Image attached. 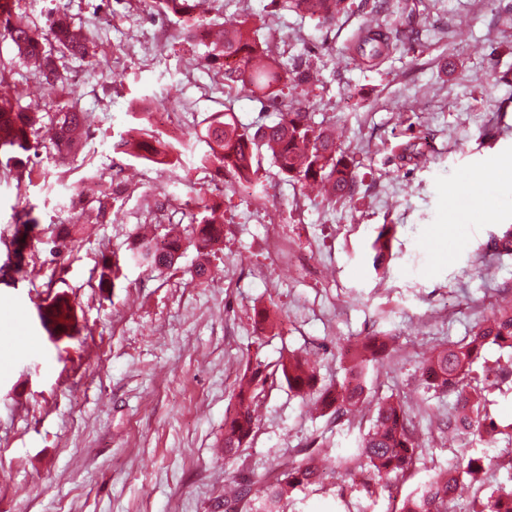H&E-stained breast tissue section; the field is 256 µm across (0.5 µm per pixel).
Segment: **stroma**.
<instances>
[{"mask_svg":"<svg viewBox=\"0 0 512 512\" xmlns=\"http://www.w3.org/2000/svg\"><path fill=\"white\" fill-rule=\"evenodd\" d=\"M44 27L62 10L86 33L85 59L60 60L71 99L88 115L82 148L60 159L50 143L27 174L0 165V265L16 213L34 208L41 234L22 270L0 274V512H213L225 489L251 477L270 483L284 459L311 454L321 484L297 492L284 512H394L453 460L497 461L487 485L461 479L470 501L512 488V378L489 388L487 411L500 428L494 446L447 427L454 395L425 388L421 362L468 337L493 307L512 301V254L492 238L512 230V178L474 188L472 174L512 155V0H363L328 28L274 7L271 0H209L212 23L243 15L263 23L281 58L304 57L317 76L299 86L316 112L334 119L341 145L358 164L347 199L316 195L280 179L262 157L257 181L241 187L215 165L201 166L207 118L223 111L245 124L276 117L267 102L228 87L207 60L209 43L188 41L176 19L153 15L149 0H17ZM417 31L374 67L356 65L354 35L365 26ZM0 64L23 103L58 100L0 37ZM177 101L165 122L157 105ZM132 128L182 145L176 166L120 153ZM421 143L424 160L404 158ZM128 190L96 220L81 202L80 231L68 253L47 252L70 199L108 189L114 171ZM212 196L224 221L213 273L194 278L195 250L175 268L127 261L144 226L187 232L184 206ZM393 225L392 256L374 268L369 244ZM453 244V252L436 245ZM122 274L109 292L98 279L103 257ZM66 293L77 310L72 337L54 341L37 308ZM275 321L259 323L261 310ZM394 336V352L369 366V394L356 415H319L314 396H295L277 369L282 356H307L317 386L341 383L344 349L369 332ZM266 382L254 403L257 427L233 456L222 448L224 420L247 370ZM402 402L422 450L406 477L381 488L358 455L379 402Z\"/></svg>","mask_w":512,"mask_h":512,"instance_id":"stroma-1","label":"stroma"}]
</instances>
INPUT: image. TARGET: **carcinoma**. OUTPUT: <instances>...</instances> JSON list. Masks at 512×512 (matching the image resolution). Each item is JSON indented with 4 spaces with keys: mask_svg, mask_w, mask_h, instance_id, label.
<instances>
[{
    "mask_svg": "<svg viewBox=\"0 0 512 512\" xmlns=\"http://www.w3.org/2000/svg\"><path fill=\"white\" fill-rule=\"evenodd\" d=\"M282 8L302 17L313 18L322 27L333 24L347 14L353 0H279ZM151 8L159 15L180 22L190 39L196 30L209 21L197 14L194 0H152ZM0 35L13 44L17 57L37 64L38 72L49 82L62 80L54 53H68L74 58L84 56L88 42L83 32L72 25L67 13L60 11L40 34L15 11V0H0ZM263 26L244 18L224 38L211 42L207 60L223 70L224 81L252 95L265 98L277 111V119L257 126L237 121L229 113L216 112L207 125L208 151L199 162L206 166L216 162L240 183L254 181L260 158L268 153L278 174L289 182L304 185L318 183L332 189L340 199L353 195L358 174L353 160L336 144L330 121L318 118L307 98L293 97L285 90L295 89L307 82L308 71L284 64L271 46V40L261 34ZM400 38L383 33L376 27H366L355 40L358 57L375 64L396 47ZM88 116L74 103H65L58 111L30 112L19 101L0 95V157L5 167L23 168L29 153L44 140H49L59 154H75L81 143L75 132L87 122ZM122 146L131 156L161 165L174 164L175 147L152 136L128 135ZM39 218L25 212L15 224L10 243L14 247L15 265L21 267L31 256ZM77 225L61 224L53 236V253L72 242ZM390 229L382 226L371 243L373 265L378 268L386 261L391 248ZM224 238V225L213 224L204 218L193 225L184 238L163 234L164 249L157 248L156 239L135 237L129 243L128 259L161 270L173 267L190 247L202 257L194 270L195 277L206 280L211 275L208 256ZM119 265L108 259L102 262L98 288L105 292L114 287ZM42 327L49 338L60 340L70 336L74 310L69 299L57 295L38 312ZM493 344L512 351V308H502L484 326L474 329L469 340L451 344L435 351L422 367V380L431 388L456 396L454 413L448 418V429L476 434L491 444L497 426L486 408L484 391L493 385L490 377L497 370L483 366L482 374L473 371L485 345ZM390 347L386 336L372 337L346 348L349 358L347 374L339 387L324 390L317 402L323 413L335 418L351 415L363 402L367 391L368 366ZM288 386L299 395L314 386V376L299 354H290L278 364ZM262 382L260 371L244 373L238 380L235 393L236 408L224 420V455L232 456L251 438L256 423L253 403ZM361 454L369 468L380 479H398L406 475L421 452L418 438L410 430L406 411L398 402L387 401L379 406L373 427L359 442ZM493 461L484 456L463 458L438 476L408 495L399 512H448V502L455 499L459 474L481 483L492 470ZM320 478L316 459L308 455L281 465L272 483L244 479L236 484L233 495L214 505L216 512H283L281 503L297 490L315 484ZM467 512H512V490L498 487L481 498L475 496Z\"/></svg>",
    "mask_w": 512,
    "mask_h": 512,
    "instance_id": "1",
    "label": "carcinoma"
}]
</instances>
